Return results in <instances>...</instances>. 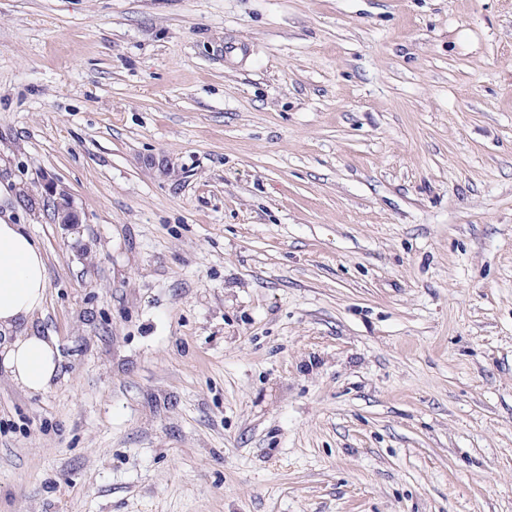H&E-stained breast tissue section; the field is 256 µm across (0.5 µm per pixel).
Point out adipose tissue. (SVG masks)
Returning a JSON list of instances; mask_svg holds the SVG:
<instances>
[{
	"mask_svg": "<svg viewBox=\"0 0 512 512\" xmlns=\"http://www.w3.org/2000/svg\"><path fill=\"white\" fill-rule=\"evenodd\" d=\"M47 292L42 245L19 224L0 221V370L21 388L42 392L59 372L53 339L29 325L42 309Z\"/></svg>",
	"mask_w": 512,
	"mask_h": 512,
	"instance_id": "obj_1",
	"label": "adipose tissue"
}]
</instances>
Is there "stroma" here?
<instances>
[{"mask_svg": "<svg viewBox=\"0 0 512 512\" xmlns=\"http://www.w3.org/2000/svg\"><path fill=\"white\" fill-rule=\"evenodd\" d=\"M0 220V512H512V0H0ZM42 245L22 224L0 220V370L21 388L48 389L59 372V356L52 338L39 336L29 324L42 309L47 292Z\"/></svg>", "mask_w": 512, "mask_h": 512, "instance_id": "1", "label": "stroma"}]
</instances>
